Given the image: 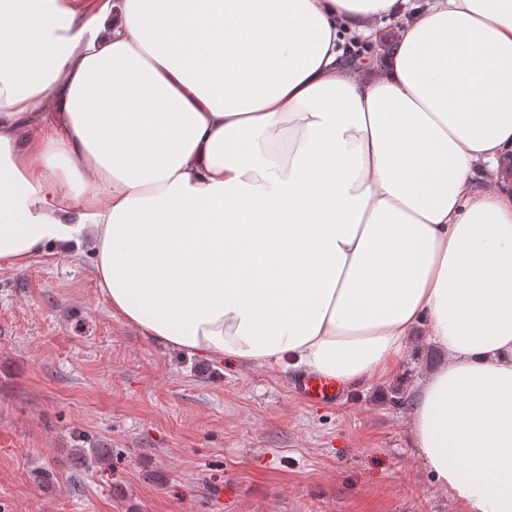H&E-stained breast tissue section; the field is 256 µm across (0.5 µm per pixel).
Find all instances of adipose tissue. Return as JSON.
Returning a JSON list of instances; mask_svg holds the SVG:
<instances>
[{
    "label": "adipose tissue",
    "instance_id": "adipose-tissue-1",
    "mask_svg": "<svg viewBox=\"0 0 512 512\" xmlns=\"http://www.w3.org/2000/svg\"><path fill=\"white\" fill-rule=\"evenodd\" d=\"M0 0V267L90 245L149 341L357 387L425 325L410 441L512 512V0Z\"/></svg>",
    "mask_w": 512,
    "mask_h": 512
}]
</instances>
